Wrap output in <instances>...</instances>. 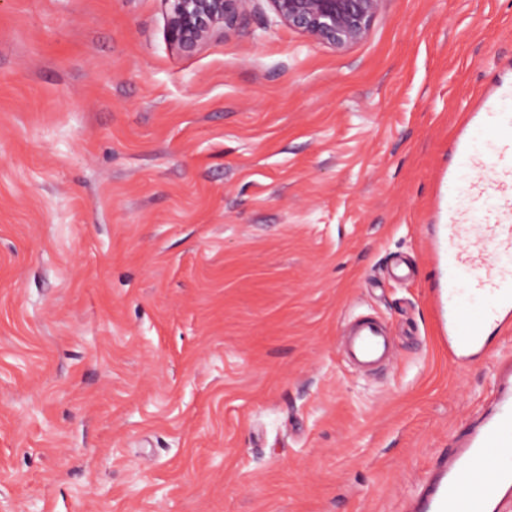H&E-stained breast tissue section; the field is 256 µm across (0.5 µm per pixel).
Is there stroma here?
Returning <instances> with one entry per match:
<instances>
[{"label": "stroma", "mask_w": 512, "mask_h": 512, "mask_svg": "<svg viewBox=\"0 0 512 512\" xmlns=\"http://www.w3.org/2000/svg\"><path fill=\"white\" fill-rule=\"evenodd\" d=\"M498 79L512 0H383L344 50L252 0L189 54L163 0H0V512H410L512 360L454 364L435 298ZM393 336L386 325L372 315L346 318L340 348L344 358L362 370L390 362L394 354Z\"/></svg>", "instance_id": "obj_1"}]
</instances>
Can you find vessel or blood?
Here are the masks:
<instances>
[{"instance_id":"obj_1","label":"vessel or blood","mask_w":512,"mask_h":512,"mask_svg":"<svg viewBox=\"0 0 512 512\" xmlns=\"http://www.w3.org/2000/svg\"><path fill=\"white\" fill-rule=\"evenodd\" d=\"M446 286L438 304L448 354L463 364L512 328V114L482 91L450 142ZM362 370L390 362L394 342L372 315H352L340 339ZM512 500V365L486 413L467 428L427 483L419 512H501Z\"/></svg>"}]
</instances>
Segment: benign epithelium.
<instances>
[{
	"label": "benign epithelium",
	"mask_w": 512,
	"mask_h": 512,
	"mask_svg": "<svg viewBox=\"0 0 512 512\" xmlns=\"http://www.w3.org/2000/svg\"><path fill=\"white\" fill-rule=\"evenodd\" d=\"M167 35L185 52L194 51L252 0H164ZM277 18L315 41L344 48L367 38L382 0H269Z\"/></svg>",
	"instance_id": "7a95c632"
}]
</instances>
